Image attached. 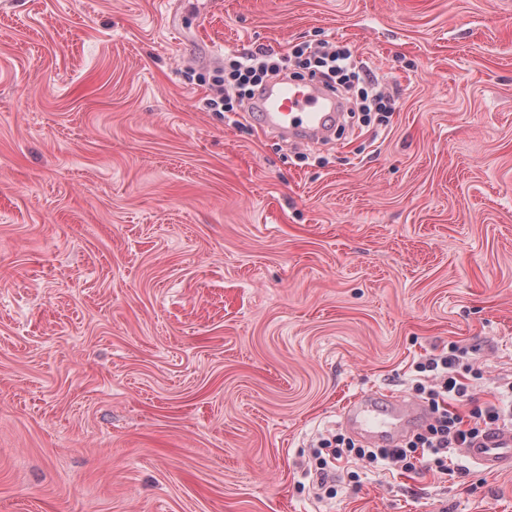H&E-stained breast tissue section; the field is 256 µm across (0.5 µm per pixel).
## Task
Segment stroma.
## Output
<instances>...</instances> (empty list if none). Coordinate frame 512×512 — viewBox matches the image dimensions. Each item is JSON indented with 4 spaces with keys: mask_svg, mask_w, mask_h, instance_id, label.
<instances>
[{
    "mask_svg": "<svg viewBox=\"0 0 512 512\" xmlns=\"http://www.w3.org/2000/svg\"><path fill=\"white\" fill-rule=\"evenodd\" d=\"M352 48L318 144L206 108L226 56ZM512 380V0H0V512H512V470L316 493L357 396Z\"/></svg>",
    "mask_w": 512,
    "mask_h": 512,
    "instance_id": "stroma-1",
    "label": "stroma"
}]
</instances>
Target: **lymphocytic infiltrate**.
<instances>
[{
	"instance_id": "1",
	"label": "lymphocytic infiltrate",
	"mask_w": 512,
	"mask_h": 512,
	"mask_svg": "<svg viewBox=\"0 0 512 512\" xmlns=\"http://www.w3.org/2000/svg\"><path fill=\"white\" fill-rule=\"evenodd\" d=\"M295 58L301 59L304 67H321V79L329 86L345 72L356 82L370 81L364 64L345 46L329 48L311 44L291 56L258 49L231 55L225 67L217 70L206 106L214 112L232 114L243 103L254 99L273 75L287 70ZM468 354L466 347L452 342L446 351L414 363V387L427 402L431 421L400 445L367 448L340 434L319 439L311 452L317 488L327 489L331 473L339 469L345 470L349 482H358L359 476L350 465L360 459L368 460L382 471L398 468L411 474L424 469L445 475L450 470V449L468 447L492 429L512 426V382L503 386L502 405H473L472 380L478 377L479 371Z\"/></svg>"
}]
</instances>
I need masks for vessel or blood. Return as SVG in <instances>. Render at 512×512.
Returning <instances> with one entry per match:
<instances>
[{
    "label": "vessel or blood",
    "mask_w": 512,
    "mask_h": 512,
    "mask_svg": "<svg viewBox=\"0 0 512 512\" xmlns=\"http://www.w3.org/2000/svg\"><path fill=\"white\" fill-rule=\"evenodd\" d=\"M252 111L265 132L283 139L323 142L339 128L343 103L316 82L287 78L270 83ZM343 425L371 445L401 441L411 428L428 422L424 405L394 395H361L341 413ZM465 456L484 471L512 465V428L501 427L473 441Z\"/></svg>",
    "instance_id": "vessel-or-blood-1"
}]
</instances>
